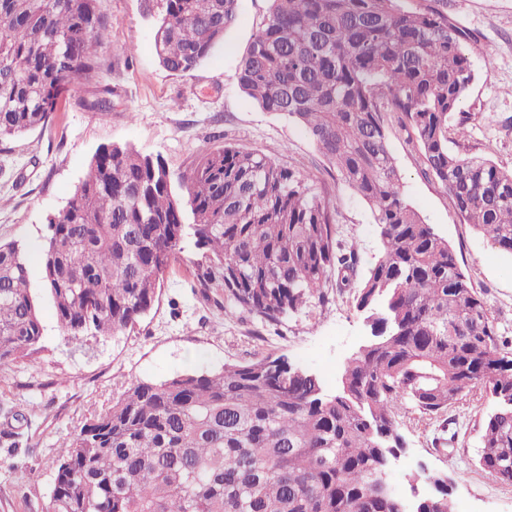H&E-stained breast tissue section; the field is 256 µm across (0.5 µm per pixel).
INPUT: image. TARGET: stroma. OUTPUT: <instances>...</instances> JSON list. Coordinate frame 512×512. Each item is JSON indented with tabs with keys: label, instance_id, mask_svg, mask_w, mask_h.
I'll return each instance as SVG.
<instances>
[{
	"label": "stroma",
	"instance_id": "1",
	"mask_svg": "<svg viewBox=\"0 0 512 512\" xmlns=\"http://www.w3.org/2000/svg\"><path fill=\"white\" fill-rule=\"evenodd\" d=\"M268 8L269 0H238V21L223 42L195 70L173 75L159 64L154 19L143 0H99L112 23L100 50L109 94L94 84L74 85L47 127L0 144V243L23 245L43 326L35 352L0 363V512H44L60 442L131 382L283 355L316 373L333 394L346 361L367 342L369 329L348 292L325 305L311 303L277 327L242 311L224 313L214 290L198 285L202 252L190 243L166 274L153 309L116 336L65 340L41 286L48 219L66 205L95 150L110 143L161 156L176 176L189 172L204 150L227 143L297 167L334 201L342 239L357 247L360 270L374 262L378 237L365 201L332 177L299 125L263 111L238 86L239 61ZM448 17L473 37L475 72L459 113L467 135L452 148L510 169L512 0H448ZM99 99L106 102L101 111L93 107ZM387 136L406 199L452 245L511 352L512 256L493 248L464 221L444 187L422 175L421 158L396 123L388 124ZM492 407L485 391L467 392L449 408L444 426L401 407L397 428L406 451L389 477L392 487L405 496L415 489L432 493L428 482L410 481L424 468L448 475L453 512H512V485L478 464L479 424ZM445 438L451 444L443 452L438 445Z\"/></svg>",
	"mask_w": 512,
	"mask_h": 512
}]
</instances>
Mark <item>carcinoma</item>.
Wrapping results in <instances>:
<instances>
[{"instance_id": "cac0c4a2", "label": "carcinoma", "mask_w": 512, "mask_h": 512, "mask_svg": "<svg viewBox=\"0 0 512 512\" xmlns=\"http://www.w3.org/2000/svg\"><path fill=\"white\" fill-rule=\"evenodd\" d=\"M159 64L199 66L237 20L238 0H144ZM238 65L240 90L300 125L369 206L378 255L363 276L336 212L309 175L226 144L173 177L161 156L100 146L68 210L48 224L41 283L67 340L115 336L152 308L191 238L197 282L224 312L277 326L330 289L352 292L374 342L339 390L287 357L132 382L59 444L49 512H395L375 482L404 449L405 403L437 419L476 388L494 399L480 466L512 483V356L448 241L404 197L386 125L396 119L423 174L462 218L512 255V169L463 157L448 128L472 85L471 35L446 0H269ZM112 25L97 0H0V141L47 125L77 80L101 85ZM43 335L23 246L0 244V362ZM425 512H452L427 474Z\"/></svg>"}]
</instances>
